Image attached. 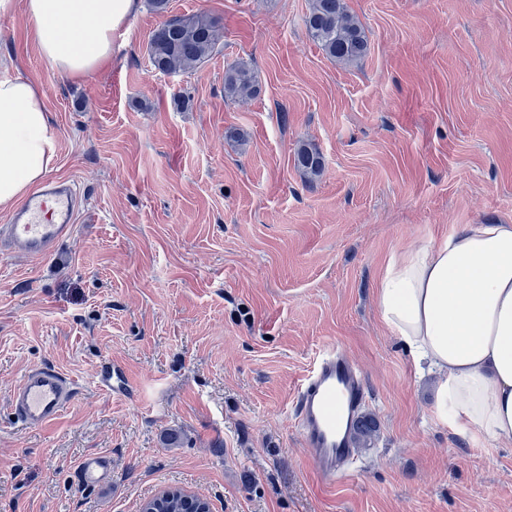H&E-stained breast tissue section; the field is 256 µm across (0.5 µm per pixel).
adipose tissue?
<instances>
[{"instance_id": "1", "label": "adipose tissue", "mask_w": 512, "mask_h": 512, "mask_svg": "<svg viewBox=\"0 0 512 512\" xmlns=\"http://www.w3.org/2000/svg\"><path fill=\"white\" fill-rule=\"evenodd\" d=\"M139 0H0L24 7L42 56L79 79L112 58ZM59 132L36 83L0 76V208L53 170ZM379 320L416 366L438 373V417L491 440H512V225L470 224L394 251L375 288Z\"/></svg>"}]
</instances>
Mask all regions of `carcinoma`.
I'll use <instances>...</instances> for the list:
<instances>
[{"label":"carcinoma","instance_id":"carcinoma-1","mask_svg":"<svg viewBox=\"0 0 512 512\" xmlns=\"http://www.w3.org/2000/svg\"><path fill=\"white\" fill-rule=\"evenodd\" d=\"M307 32L327 58L343 64L357 63L369 52L365 30L350 12L346 0H311L304 20ZM222 35L216 21L202 15L176 16L165 20L151 34L148 55L153 68L161 73L191 72L217 52ZM259 85L255 72L245 61L228 64L224 69V99L255 97ZM297 167L316 176L324 168V157L311 144H303L296 153ZM201 498L188 499L174 490L166 499L154 498L143 512H197Z\"/></svg>","mask_w":512,"mask_h":512}]
</instances>
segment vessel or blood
<instances>
[{"label":"vessel or blood","mask_w":512,"mask_h":512,"mask_svg":"<svg viewBox=\"0 0 512 512\" xmlns=\"http://www.w3.org/2000/svg\"><path fill=\"white\" fill-rule=\"evenodd\" d=\"M71 183L50 180L30 195L0 226V249L20 258L51 255L70 237L78 212ZM368 395L360 369L336 348L322 352L298 385L293 414L311 469L321 481L336 483L356 458V435ZM77 396L75 383L50 365L28 369L10 396L11 410L26 430L54 423ZM79 474L87 485L112 480V464L100 454L85 456Z\"/></svg>","instance_id":"vessel-or-blood-1"}]
</instances>
